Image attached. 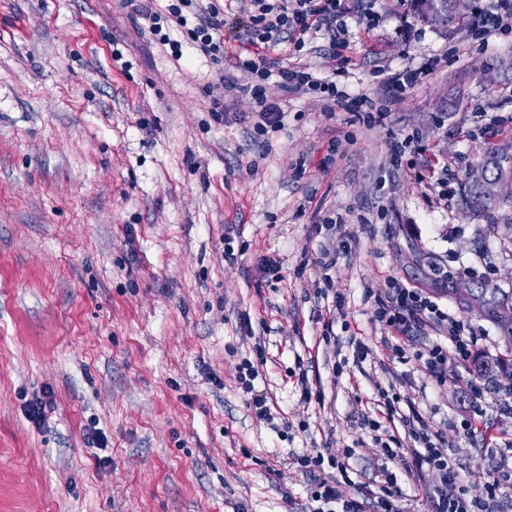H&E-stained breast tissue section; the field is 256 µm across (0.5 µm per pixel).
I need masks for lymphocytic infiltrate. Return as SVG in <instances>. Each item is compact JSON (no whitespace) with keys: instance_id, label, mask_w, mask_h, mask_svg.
Wrapping results in <instances>:
<instances>
[{"instance_id":"f902f5d3","label":"lymphocytic infiltrate","mask_w":512,"mask_h":512,"mask_svg":"<svg viewBox=\"0 0 512 512\" xmlns=\"http://www.w3.org/2000/svg\"><path fill=\"white\" fill-rule=\"evenodd\" d=\"M344 0H166L155 7L148 0L135 5L134 10L149 20V30L156 40L171 50L174 60L183 57V45H190L194 54L221 62L224 57V15L238 9L245 23L241 40L247 57L239 66L249 73L250 82L242 86L251 104L250 116L257 134L281 129L284 113L271 96L270 87L276 86L289 93L314 94L328 104L349 112L361 109L376 110L385 117V109L376 108L366 96L354 97L339 89L335 81L321 78L306 69L273 68L265 52L268 48L288 44L303 49L307 38L326 35L334 51L340 70H347L351 57L345 51L349 43L345 37L343 18ZM181 29L186 42L171 36L172 29ZM471 32L489 38L497 32L512 28V0H490L489 7H477L469 19ZM374 318L386 329L405 336H418L427 328L435 327L446 335L423 353L422 366L435 377L445 374L449 360L468 362L475 337L466 333V326L454 316L441 310L422 289L395 283L386 302L380 303ZM404 423L414 441L412 448H387L388 457L413 459L415 465H425L439 474L436 485L416 482L426 500L428 512H498L500 503L512 498V466L500 463L491 484L480 493H473L462 485L459 467L454 459L432 441L428 424L420 413L405 417ZM297 464L308 479L307 498L310 512H404L399 504L401 493L392 473L382 472L380 481L360 487L358 497L344 495L351 485L349 464L346 460L323 455L295 456Z\"/></svg>"}]
</instances>
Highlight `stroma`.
<instances>
[{
  "label": "stroma",
  "mask_w": 512,
  "mask_h": 512,
  "mask_svg": "<svg viewBox=\"0 0 512 512\" xmlns=\"http://www.w3.org/2000/svg\"><path fill=\"white\" fill-rule=\"evenodd\" d=\"M373 9L374 28L347 21L348 83L386 103V119L277 89L285 127L260 141L210 112L209 83L243 74L189 49L176 63L123 0H0V512H304L307 480L287 462L316 452L349 457L359 486L389 470L410 512H427L358 426L389 390L447 439L466 484L492 480L481 435L455 427L471 369L449 362L436 382L414 360L420 342L395 356L373 313L398 279L466 320L480 354L504 349L455 290L512 289V207L476 213L460 196L488 150L512 148V32L459 46L465 12L415 21L406 42L402 0ZM431 57L442 65L397 92L395 72ZM268 61L335 69L321 36ZM481 105L504 134L486 132ZM408 135L415 153L391 162ZM436 157L451 164L445 202L423 176ZM331 213L343 228L322 225ZM341 235L346 255L322 269ZM265 256L277 271L263 272ZM356 339L371 350L358 364ZM260 352L255 392L291 422L281 433L236 379ZM303 370L322 401L302 399ZM45 391L54 408L38 426L25 409ZM92 424L105 447L88 445Z\"/></svg>",
  "instance_id": "stroma-1"
}]
</instances>
